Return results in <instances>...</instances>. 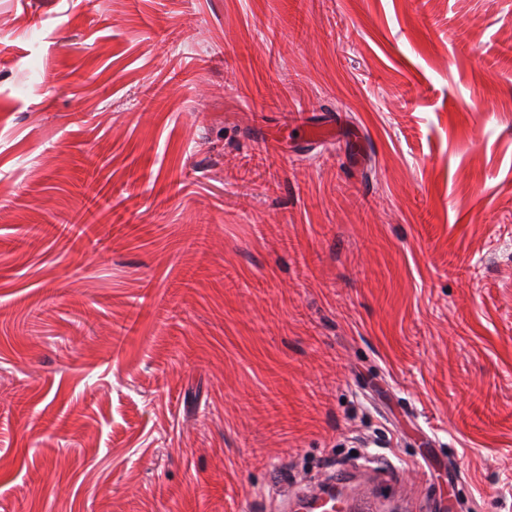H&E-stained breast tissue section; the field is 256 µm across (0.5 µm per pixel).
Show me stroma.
Masks as SVG:
<instances>
[{"label":"stroma","mask_w":512,"mask_h":512,"mask_svg":"<svg viewBox=\"0 0 512 512\" xmlns=\"http://www.w3.org/2000/svg\"><path fill=\"white\" fill-rule=\"evenodd\" d=\"M318 476L512 512V0H0V512ZM336 125L333 120L306 125L299 130V137L314 144H328L335 139ZM86 183L84 185V210L75 216L65 218L60 224H47L34 227L35 234L53 233L57 237L67 239L69 242L82 243L87 240L89 243H96L90 239L88 231L91 224H96L98 214L103 211L111 212L112 201L104 199L97 190V169L87 171ZM45 226V227H43Z\"/></svg>","instance_id":"35a3bbf8"}]
</instances>
